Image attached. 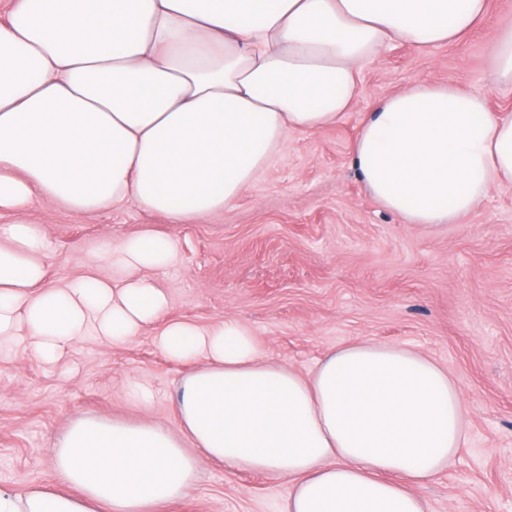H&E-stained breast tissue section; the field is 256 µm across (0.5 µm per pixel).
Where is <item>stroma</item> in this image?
I'll use <instances>...</instances> for the list:
<instances>
[{
  "instance_id": "obj_1",
  "label": "stroma",
  "mask_w": 512,
  "mask_h": 512,
  "mask_svg": "<svg viewBox=\"0 0 512 512\" xmlns=\"http://www.w3.org/2000/svg\"><path fill=\"white\" fill-rule=\"evenodd\" d=\"M512 0L458 43L419 52L397 42L366 62L361 90L335 125L291 133L264 174L224 212L176 224L130 203L93 217L35 203L49 242L45 286L79 277L105 243L151 232L175 245L157 276L165 320L207 327L234 317L268 359L308 375L331 348L361 339L423 353L456 382L465 442L418 487L429 512H512V182L493 184L457 224H407L364 190L353 142L372 106L418 80L452 84L512 114L493 51ZM157 326L121 345L87 335L47 364L25 346L0 360V489L52 482L57 439L79 418L148 420L177 429V390L194 363L166 358ZM150 383V407L131 382ZM285 478L204 463L190 495L159 512H280Z\"/></svg>"
}]
</instances>
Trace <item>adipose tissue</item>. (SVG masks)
I'll use <instances>...</instances> for the list:
<instances>
[{"instance_id":"adipose-tissue-1","label":"adipose tissue","mask_w":512,"mask_h":512,"mask_svg":"<svg viewBox=\"0 0 512 512\" xmlns=\"http://www.w3.org/2000/svg\"><path fill=\"white\" fill-rule=\"evenodd\" d=\"M489 0H7L0 9V349L47 362L87 334L124 343L168 298L151 270L170 239L106 244L44 287L32 201L81 216L128 202L176 224L223 215L289 133L340 120L363 63L394 42L465 37ZM352 165L408 224H456L512 180V115L417 81L365 116ZM171 360L198 367L179 426L81 419L54 447L55 487L0 490V512H151L209 460L287 478L282 512H426L416 486L461 446V393L404 347L336 346L307 376L269 361L244 323H168Z\"/></svg>"}]
</instances>
